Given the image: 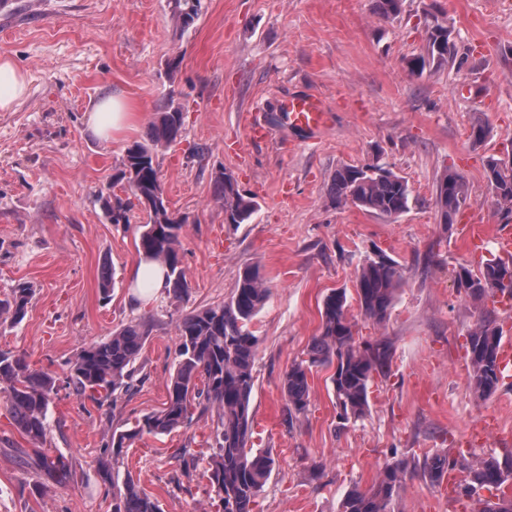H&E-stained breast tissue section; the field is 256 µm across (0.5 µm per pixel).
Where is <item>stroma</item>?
Listing matches in <instances>:
<instances>
[{
	"instance_id": "obj_1",
	"label": "stroma",
	"mask_w": 512,
	"mask_h": 512,
	"mask_svg": "<svg viewBox=\"0 0 512 512\" xmlns=\"http://www.w3.org/2000/svg\"><path fill=\"white\" fill-rule=\"evenodd\" d=\"M430 12L448 17L469 70L411 71L410 60L425 50ZM3 54L30 86L13 111L0 112V293L22 280L35 295L21 324L0 325V349L58 372L82 346L129 322L150 319L151 333L132 388L112 412L60 388L47 445L68 458L75 476L68 487L24 463L27 442L0 400V512H112V488L97 474L104 433L161 408L176 363V319L227 300L247 265L260 267L270 286L252 323L260 345L251 442L275 459L253 512H340L349 491L369 489L396 452L449 449L471 460L512 448V368L480 400L463 350L484 308L512 338V309L490 300L476 308L455 285L459 267L479 270L495 252L503 222L484 165L512 149V0H403L391 23L374 14L373 0H201L187 30L168 0H7ZM176 55L182 62L171 79L166 63ZM309 93L333 115L315 138L276 119L284 98ZM108 95L132 101L139 119L104 142L86 132L84 115ZM167 104L183 109L185 123L157 162L171 210L188 218L182 262L190 295L178 303L163 293L134 308L128 269L143 215L112 223L98 192ZM477 112L491 129L479 145L469 138ZM253 121L266 125V139L249 140ZM376 161L408 181V210L383 217L334 204L336 168ZM448 170L469 186L482 252L467 249L463 217L440 221L435 184ZM224 172L255 197L250 223H225L213 196ZM376 249L403 274L381 326L364 318L355 290L358 265ZM106 267L115 280L107 301L98 288ZM334 289L346 290L360 340L391 344L389 370L374 379L366 417L344 428L329 370H313L309 411L287 422L283 377L305 358ZM211 425L210 413L197 412L178 432L144 436L128 448L122 471L162 512H215L206 474ZM469 509L451 484L433 486L414 472L393 501V512Z\"/></svg>"
}]
</instances>
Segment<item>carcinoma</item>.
Listing matches in <instances>:
<instances>
[{"instance_id": "1", "label": "carcinoma", "mask_w": 512, "mask_h": 512, "mask_svg": "<svg viewBox=\"0 0 512 512\" xmlns=\"http://www.w3.org/2000/svg\"><path fill=\"white\" fill-rule=\"evenodd\" d=\"M403 0H373L374 12L386 21L401 14ZM172 18L182 28L192 25L201 10V0H168ZM453 28L446 17L430 16L426 29V54L410 61L411 69L421 72L429 64H456ZM183 111L172 105L155 114L143 142L125 151L117 181L128 183L130 197L105 205L114 224L130 223L129 212L138 207L146 215L139 242V256L160 263L166 270V287L177 302L185 301L190 286L182 265L181 236L186 217L171 211L163 198L164 189L158 152L181 137ZM490 135L487 122L476 117L470 126L473 144L483 143ZM484 175L493 204L504 215L512 214V162L488 157ZM332 200L336 205L348 202L367 212L388 217L409 208L411 191L407 181L378 163L351 165L338 169L332 178ZM214 198L224 203L225 223L247 224L258 208L255 198L241 192L234 176L224 173L214 183ZM469 187L458 173L442 174L436 184L435 207L443 224L469 205ZM502 258L483 262L478 272L462 267L456 273L457 287L474 301H485L497 294L512 298V290L501 287L499 268ZM402 272L389 256H371L357 267L356 293L365 319L377 326L386 323L400 285ZM34 288L18 282L0 298V323L19 324L26 316ZM269 298L267 279L257 266H248L239 274L233 295L226 302L193 309L176 321L178 336L176 364L167 381L164 407L144 415L125 430H112L100 448L97 472L112 484V512H161L160 504L140 487L130 474L119 476L123 449L145 435H169L188 425L193 411L212 414L209 436V480L217 512H253L256 497L269 480L275 459L262 449H252L250 413L255 385L253 369L259 338L251 323ZM321 330L309 344L307 359L291 365L283 378L285 412L288 422L305 416L311 403L309 376L317 367L333 368L330 376L339 419L345 423L364 418L369 410V389L374 375L384 374L390 361V345L383 340L360 343L355 324L348 315L345 290L326 296L321 311ZM149 337L147 322H131L99 342L84 346L65 362V383L80 399L98 408L112 411L117 398L130 391L135 362ZM502 330L486 312L468 332L472 354L467 356L473 392L482 399L498 389L502 370L498 350ZM56 373L36 368L24 353L0 349V394L8 415L18 432L35 444L33 453L41 472L55 485L66 487L73 481L68 459L52 448H43L50 432L49 412L58 396ZM466 478L454 484L457 497L472 500L471 512H512V493L501 487L512 480V448L501 457L482 459L473 465L451 451L425 454L423 458L401 456L386 464L378 481L368 490H350L341 504V512H391L394 496L412 470H420L432 485L441 484L457 469ZM482 489L499 491L497 501L480 497Z\"/></svg>"}]
</instances>
